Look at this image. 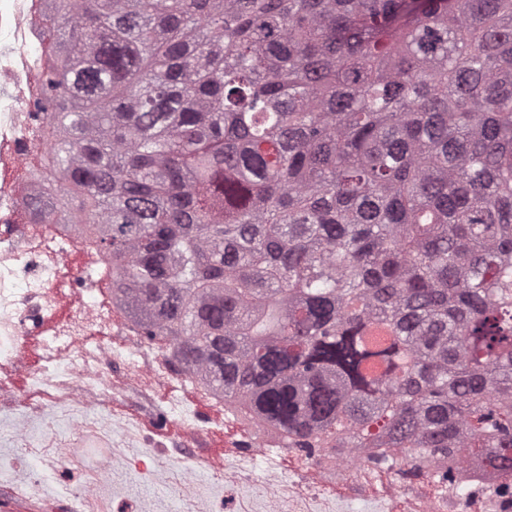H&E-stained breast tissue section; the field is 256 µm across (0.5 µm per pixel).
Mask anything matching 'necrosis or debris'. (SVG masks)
Here are the masks:
<instances>
[{"instance_id":"1","label":"necrosis or debris","mask_w":512,"mask_h":512,"mask_svg":"<svg viewBox=\"0 0 512 512\" xmlns=\"http://www.w3.org/2000/svg\"><path fill=\"white\" fill-rule=\"evenodd\" d=\"M49 13L44 0L36 5L23 4L22 0H0V33L10 38L13 53L28 55L32 52L31 35L45 28ZM30 87L21 83L13 72L0 77V110L5 111L8 123L17 127V155L25 166L40 168L42 144L30 137L32 128L28 121ZM0 238L9 245L0 251V358L17 361L15 340L27 325L31 310L51 313L60 267L70 249L78 241L57 231H47L25 212L22 199L14 191V180L0 170ZM76 313L64 321L53 324V347L47 348L42 357L27 361L25 374L32 388L42 387L53 378L69 381L65 398L57 400L47 411L41 428H33L29 416L32 408L16 390L11 378L0 379V398L10 407L0 419V435H6L16 456L0 461V467L13 471L19 478L39 483L44 474H63L71 469L70 456L60 452H46V432L75 429L84 433H100L110 420L104 412L112 397L106 386L105 368L113 358H123L133 381L150 377L162 382L173 380L174 372L168 363L155 359L139 361L137 351L124 338H101L87 344L95 326L111 324V306L98 300H78ZM424 470H450L453 483L420 499L413 489L392 486V499L402 501L411 512L430 508L439 512L449 506L452 512H475L474 498H460L458 487L462 484L483 490L493 496L499 483L492 454L471 457L464 461L423 460ZM324 484L316 480L305 485L283 488L278 475H268L257 497L264 504L265 512H322Z\"/></svg>"}]
</instances>
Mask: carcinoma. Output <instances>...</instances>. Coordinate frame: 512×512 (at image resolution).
I'll return each instance as SVG.
<instances>
[{
	"label": "carcinoma",
	"mask_w": 512,
	"mask_h": 512,
	"mask_svg": "<svg viewBox=\"0 0 512 512\" xmlns=\"http://www.w3.org/2000/svg\"><path fill=\"white\" fill-rule=\"evenodd\" d=\"M46 185L112 302L312 458L496 448L512 497V0H61Z\"/></svg>",
	"instance_id": "obj_1"
}]
</instances>
